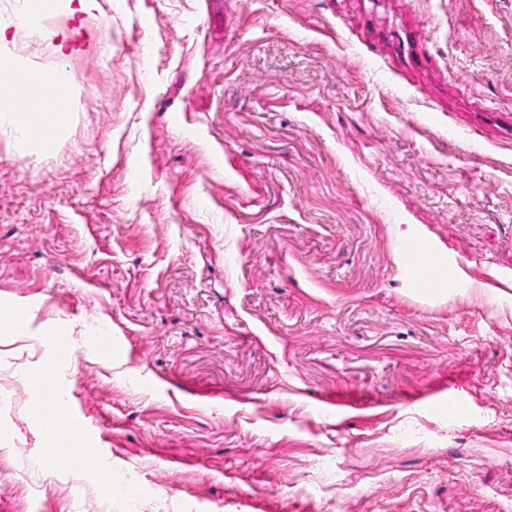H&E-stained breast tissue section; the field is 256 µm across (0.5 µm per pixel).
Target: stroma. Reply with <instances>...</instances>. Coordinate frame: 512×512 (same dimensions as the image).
Here are the masks:
<instances>
[{"label":"stroma","mask_w":512,"mask_h":512,"mask_svg":"<svg viewBox=\"0 0 512 512\" xmlns=\"http://www.w3.org/2000/svg\"><path fill=\"white\" fill-rule=\"evenodd\" d=\"M0 52L76 73L54 152L0 134V512H122L105 470L142 512H512V0H0ZM67 326L102 470L18 498ZM52 373L53 368L51 364H49L40 367L27 377L29 385L34 389L38 396L32 408V417L34 420L39 422H44V420L47 419L49 412L62 410L56 390L53 392H48L46 390V382L53 376Z\"/></svg>","instance_id":"35a3bbf8"}]
</instances>
